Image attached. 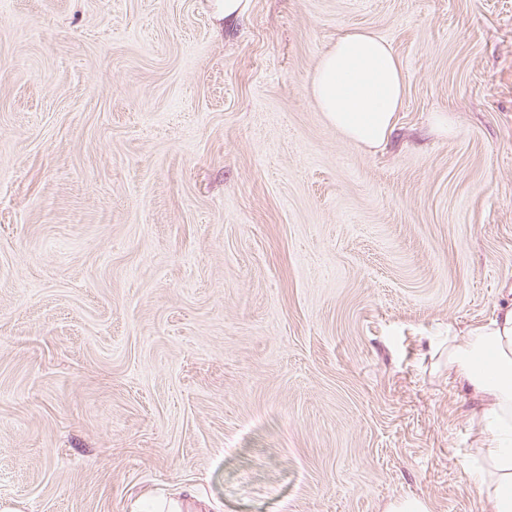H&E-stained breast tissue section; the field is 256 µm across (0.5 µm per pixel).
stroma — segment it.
<instances>
[{
	"label": "stroma",
	"mask_w": 512,
	"mask_h": 512,
	"mask_svg": "<svg viewBox=\"0 0 512 512\" xmlns=\"http://www.w3.org/2000/svg\"><path fill=\"white\" fill-rule=\"evenodd\" d=\"M509 302L512 0H0V512H481L436 349ZM310 92L337 131L376 148L388 139L403 105L402 65L383 38L355 29L320 57Z\"/></svg>",
	"instance_id": "1"
}]
</instances>
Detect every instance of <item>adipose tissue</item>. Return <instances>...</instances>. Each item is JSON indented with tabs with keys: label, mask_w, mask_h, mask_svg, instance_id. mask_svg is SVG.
<instances>
[{
	"label": "adipose tissue",
	"mask_w": 512,
	"mask_h": 512,
	"mask_svg": "<svg viewBox=\"0 0 512 512\" xmlns=\"http://www.w3.org/2000/svg\"><path fill=\"white\" fill-rule=\"evenodd\" d=\"M310 92L337 131L375 148L388 139L403 105L402 65L383 38L355 29L320 57ZM445 349L449 372L482 399L472 414L479 426L475 457L463 471L479 488L484 512H512V306L449 335Z\"/></svg>",
	"instance_id": "obj_1"
}]
</instances>
